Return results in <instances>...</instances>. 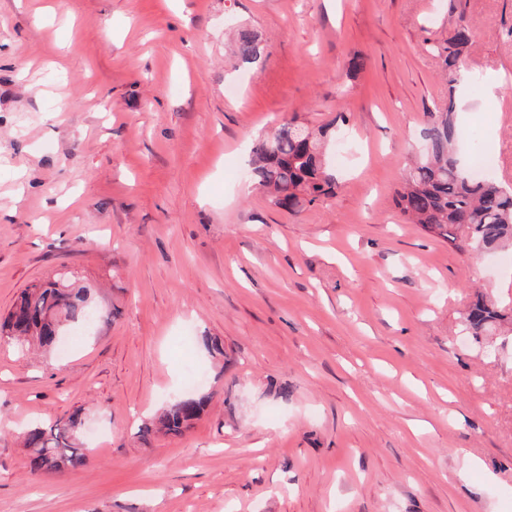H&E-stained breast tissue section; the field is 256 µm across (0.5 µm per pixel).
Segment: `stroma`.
<instances>
[{
    "instance_id": "obj_1",
    "label": "stroma",
    "mask_w": 512,
    "mask_h": 512,
    "mask_svg": "<svg viewBox=\"0 0 512 512\" xmlns=\"http://www.w3.org/2000/svg\"><path fill=\"white\" fill-rule=\"evenodd\" d=\"M459 19L451 87L430 47ZM240 25L259 66L228 53ZM501 82L512 0H0V317L62 269L93 291L69 353L0 343V512H512V329L461 323L512 311V255L395 203L452 96L463 156L512 187ZM290 118L333 124L338 184L294 212L247 167ZM191 363L204 414L139 437ZM76 410L87 466L30 472L22 432ZM465 330L473 336H480L488 327L501 325L505 320L503 310L489 305L482 299L473 303L463 315Z\"/></svg>"
}]
</instances>
